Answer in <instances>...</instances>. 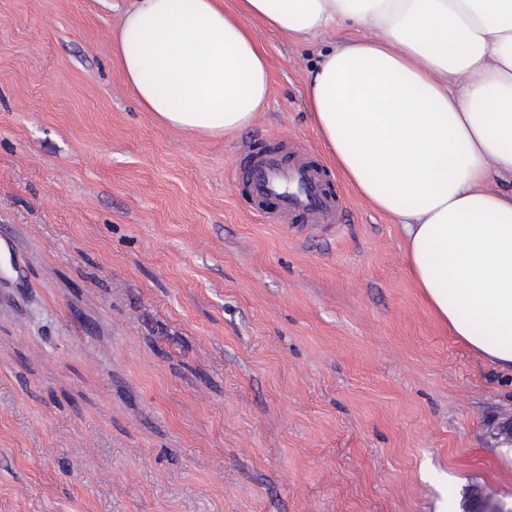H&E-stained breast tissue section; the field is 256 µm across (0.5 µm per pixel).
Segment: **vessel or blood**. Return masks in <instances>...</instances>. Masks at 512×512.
Listing matches in <instances>:
<instances>
[{"label": "vessel or blood", "instance_id": "vessel-or-blood-1", "mask_svg": "<svg viewBox=\"0 0 512 512\" xmlns=\"http://www.w3.org/2000/svg\"><path fill=\"white\" fill-rule=\"evenodd\" d=\"M245 160L243 190L257 207L267 208L271 222L285 224L302 216L312 224L337 223L344 203L325 191V174L309 161L303 147L292 146L285 155L250 150Z\"/></svg>", "mask_w": 512, "mask_h": 512}]
</instances>
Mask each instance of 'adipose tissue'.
<instances>
[{
	"mask_svg": "<svg viewBox=\"0 0 512 512\" xmlns=\"http://www.w3.org/2000/svg\"><path fill=\"white\" fill-rule=\"evenodd\" d=\"M292 39L349 23L310 71L328 157L400 224L405 260L440 322L512 372V0H132L112 35L125 83L162 123L217 136L269 96L244 17Z\"/></svg>",
	"mask_w": 512,
	"mask_h": 512,
	"instance_id": "obj_1",
	"label": "adipose tissue"
}]
</instances>
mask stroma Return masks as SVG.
<instances>
[{
    "label": "stroma",
    "instance_id": "35a3bbf8",
    "mask_svg": "<svg viewBox=\"0 0 512 512\" xmlns=\"http://www.w3.org/2000/svg\"><path fill=\"white\" fill-rule=\"evenodd\" d=\"M130 0H0V512H438L512 502V373L452 336L305 100L331 36L247 18L270 94L191 137L125 85ZM345 209L264 222L245 146Z\"/></svg>",
    "mask_w": 512,
    "mask_h": 512
}]
</instances>
